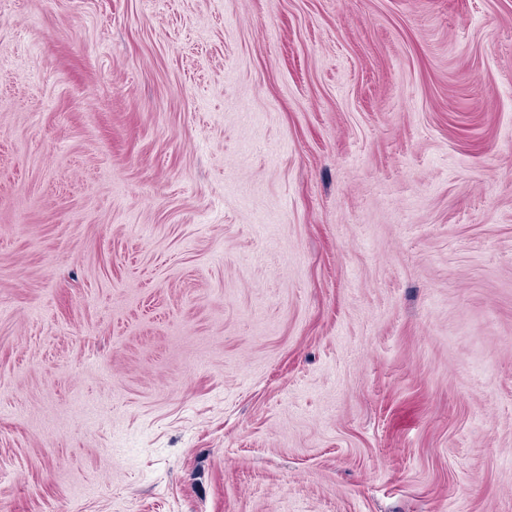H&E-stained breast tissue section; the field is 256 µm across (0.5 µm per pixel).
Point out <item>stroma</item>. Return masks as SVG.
Returning a JSON list of instances; mask_svg holds the SVG:
<instances>
[{"label":"stroma","instance_id":"35a3bbf8","mask_svg":"<svg viewBox=\"0 0 512 512\" xmlns=\"http://www.w3.org/2000/svg\"><path fill=\"white\" fill-rule=\"evenodd\" d=\"M0 512H512V0H0Z\"/></svg>","mask_w":512,"mask_h":512}]
</instances>
